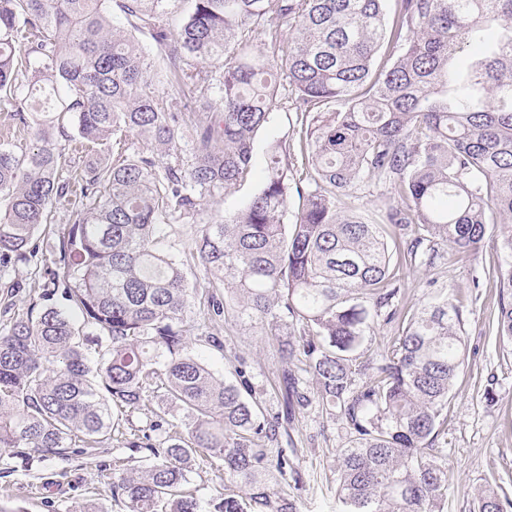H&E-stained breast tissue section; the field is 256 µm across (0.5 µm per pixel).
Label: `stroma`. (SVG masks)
<instances>
[{
    "label": "stroma",
    "instance_id": "stroma-1",
    "mask_svg": "<svg viewBox=\"0 0 512 512\" xmlns=\"http://www.w3.org/2000/svg\"><path fill=\"white\" fill-rule=\"evenodd\" d=\"M297 115L274 111L268 123L254 134V169L251 177L228 188L213 200H204L197 215L170 223L167 245L181 251L198 236L203 225L243 209L262 186L267 145L277 139H298ZM74 206H52L50 230L36 232L30 247L31 261H19L0 269V325L27 314L39 295L29 284L40 279L42 263L50 259L65 225L72 223ZM501 260L494 239L469 260L448 259L436 266L400 268L401 308L410 309L437 294L454 291L464 305L465 362L450 393L448 423L437 429L432 444L447 461L452 473L442 512H472L473 503L486 485L497 482L512 490V354L503 352L492 329L498 315L499 289L493 269ZM18 289H11V282ZM209 331L223 347L191 338V352L216 375L236 381L245 369L252 398L265 413L282 411L280 378L286 367L278 344L261 325L216 322ZM350 441V430L340 417L318 403L297 410L278 436L302 478L295 493L298 512H342L336 498L337 459ZM139 452L113 444L95 455L71 453L69 458L49 456L24 464L21 459L0 458V501L23 507L25 512H71L74 505L94 501L102 512H126L114 500L107 483L98 480L99 470L137 466ZM201 503H209L224 491V466L216 457L195 459L185 485Z\"/></svg>",
    "mask_w": 512,
    "mask_h": 512
}]
</instances>
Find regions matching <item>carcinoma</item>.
<instances>
[{"label":"carcinoma","mask_w":512,"mask_h":512,"mask_svg":"<svg viewBox=\"0 0 512 512\" xmlns=\"http://www.w3.org/2000/svg\"><path fill=\"white\" fill-rule=\"evenodd\" d=\"M171 2L0 0V102L18 103L42 142L22 154L0 146V265L28 260L53 202L78 200L44 270L48 304L0 329V449L101 448L119 430L115 413L159 392L154 420L122 440L151 458L110 482L128 512H204L182 490L200 451L224 461L211 512H297L271 485L270 469L283 477L288 465L272 447L279 418L248 400L245 371L230 383L188 350L218 317L291 323L298 336L278 340L282 358L300 363L282 373L286 418L312 402L305 373L346 421L344 512H440L449 472L431 436L464 363L463 311L451 292L398 308L383 227L411 234L403 263L413 267L479 253L493 225L504 257L496 336L512 352V0H395L390 21L385 0H194L176 31ZM114 5L129 27L114 22ZM137 32L165 53L168 101ZM474 42L484 51L457 69ZM386 44L398 55L376 68ZM336 101L345 109H324ZM282 105L299 114L305 145L270 143L244 209L203 225L181 256L160 251L166 221L247 180L253 134ZM67 124L82 144L112 143V163L63 176L50 139ZM130 133L151 152L130 154ZM371 185L389 197L368 219L344 198ZM187 267L208 278L199 311ZM62 282L76 320L50 303ZM394 322L391 352L356 383L365 336ZM474 509L512 512V497L485 490Z\"/></svg>","instance_id":"carcinoma-1"}]
</instances>
